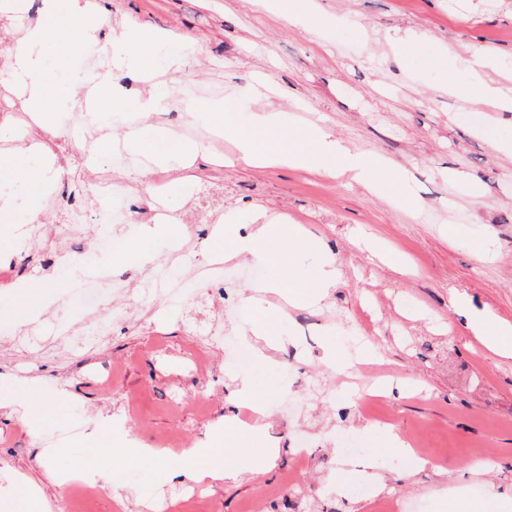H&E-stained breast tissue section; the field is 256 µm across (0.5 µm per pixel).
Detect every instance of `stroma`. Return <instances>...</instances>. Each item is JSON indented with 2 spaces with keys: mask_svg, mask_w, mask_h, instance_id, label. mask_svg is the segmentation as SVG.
I'll return each instance as SVG.
<instances>
[{
  "mask_svg": "<svg viewBox=\"0 0 512 512\" xmlns=\"http://www.w3.org/2000/svg\"><path fill=\"white\" fill-rule=\"evenodd\" d=\"M106 6L100 40L129 18L170 32L202 90L194 104L221 103L232 114L223 161L189 169L156 165L154 155L175 150L172 140L138 152L141 183L168 178L171 190L160 204L189 225L197 262L226 252L262 209L325 239L343 277L325 306L274 321L282 338L276 370L253 377L265 399L268 438L279 450L274 469L208 486L198 503L184 496L188 477L148 485L147 473L183 465V446L225 417L250 424L255 416L237 400V371L223 341L197 331L219 318L207 288L154 310L142 294L144 268L126 270L121 252L101 259L126 278L125 290L108 298L124 316L114 322L101 358L54 343L52 326L69 320V285L77 277L68 268L66 242L75 229L87 240L106 232L89 218L101 202L87 175L108 164L109 148L125 142L121 129L97 144L82 132V157L58 175L55 205L43 222L0 218V237L21 240L9 254L21 280L53 281L27 296L0 284V332L7 335L0 341V403L8 398L4 384L44 387L17 413L0 406V497L10 498L25 481L40 489L48 512H61L63 494L47 479L48 468L107 465L122 437L154 447L155 455L114 473L113 488L79 499V512H379L381 496L390 492L399 497V512H443L445 492L474 506L492 490L511 494L512 357L485 349L468 333L451 294L467 293L476 307L512 322V158L491 147L512 137V112L484 108L463 65L471 53L490 48L512 70V0H317L333 18L321 29L290 24L258 0H107ZM404 30L414 39L393 49L391 39ZM450 47L457 62L444 59ZM448 81L455 85L450 94L439 89ZM282 87L288 97L279 95ZM261 112L281 113L293 128L324 124L353 151L385 158L406 175L399 196L378 195L346 175L240 159L235 141L243 133L257 136L262 149L283 147L260 133ZM218 218L225 221L219 241L212 234ZM363 237L402 254L418 275L393 271L361 247ZM323 259L317 251H277L263 269L269 278L289 274V287L300 292L315 283ZM31 304L54 311L15 326L13 310ZM37 329L43 347L12 345V338ZM327 336L350 354L371 345L374 356L348 375L336 374L323 362ZM196 352L207 357V374L185 365ZM102 361L112 364L107 389L95 374ZM349 376L373 381L379 401L364 410L338 393ZM62 387L74 399L61 414L52 392ZM60 421H81L87 430L52 450L32 438L31 427ZM387 428L416 440L423 469L406 471L386 451ZM301 440L307 452H299ZM351 441L364 448L362 457L346 459ZM478 449L483 457H475ZM351 471L378 473L380 490L336 488V474ZM292 478L304 483L305 498L284 492Z\"/></svg>",
  "mask_w": 512,
  "mask_h": 512,
  "instance_id": "obj_1",
  "label": "stroma"
}]
</instances>
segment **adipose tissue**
<instances>
[{
    "instance_id": "1",
    "label": "adipose tissue",
    "mask_w": 512,
    "mask_h": 512,
    "mask_svg": "<svg viewBox=\"0 0 512 512\" xmlns=\"http://www.w3.org/2000/svg\"><path fill=\"white\" fill-rule=\"evenodd\" d=\"M100 6L89 5L87 0H42L40 17L10 49L12 62L4 77L5 83L19 91L26 100L30 112L39 113L45 119L56 120L59 112H71L78 106L77 98L82 89L91 88L97 93L95 107L83 113L82 120L93 132L121 128L128 140L146 143L154 134L152 127H129L126 107H133L142 115L159 111L165 102L151 94H143L131 100L129 106L113 101L112 88L118 74L140 72L145 62H152L156 70L179 72L185 66L183 57L176 54L158 56L156 49L166 39L165 32L151 30L136 20L110 35L106 43V58L96 69L77 65L56 71L62 48L95 38L100 21ZM472 80L480 88L482 103L494 110H512V73L500 71L498 60L491 50L473 53L468 61ZM58 88L56 104H49L50 88ZM257 126L266 133L278 136L286 147L280 152L265 154L256 138H239L237 148L243 159L259 166H287L313 171L338 172L381 194L398 190L403 180L401 171L391 167L377 156L351 151L330 133L328 128L312 124L303 130L288 128L282 115L268 112L257 116ZM26 169L22 183L0 182V211L12 213L17 223L38 224L43 214L37 207L23 203L21 197L35 186L50 183L54 161L33 144L23 149ZM281 247L294 252L324 251L321 238L304 234L297 227L281 228L277 224L262 223L251 226L248 232L238 235L232 242L231 253L257 262H267L273 248ZM343 272L334 258H326L316 284L297 293L288 290L283 278L274 277L253 286L243 296L245 308L263 307L266 296L277 295L291 305L323 306L330 288L340 281ZM455 312L465 321L471 336L490 351L504 357L512 355V322L499 318L490 309H477L463 295H454ZM232 443V452H225V443ZM152 448L135 445L112 451V465L103 469L88 465L80 471L61 472L49 470V477L58 485L65 486L74 480L108 487L112 474L132 467L135 461L151 456ZM185 456L196 464L191 477L195 482L213 484L227 479H237L243 473L260 476L268 473L278 457L277 448L268 445L264 424L245 425L228 417L223 429L211 432L194 447L185 449Z\"/></svg>"
}]
</instances>
